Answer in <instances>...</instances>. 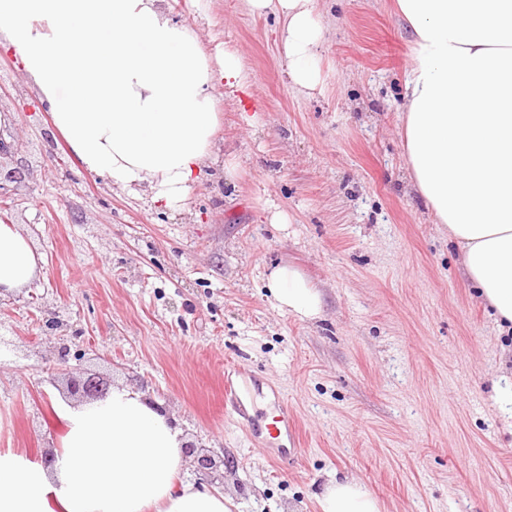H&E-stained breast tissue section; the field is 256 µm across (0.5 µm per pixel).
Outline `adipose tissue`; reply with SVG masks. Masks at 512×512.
I'll return each mask as SVG.
<instances>
[{
	"label": "adipose tissue",
	"instance_id": "1",
	"mask_svg": "<svg viewBox=\"0 0 512 512\" xmlns=\"http://www.w3.org/2000/svg\"><path fill=\"white\" fill-rule=\"evenodd\" d=\"M280 26L282 68L294 89L323 83L326 38L318 0H246ZM413 37L400 115L415 191L462 251L479 296L512 327V0H396ZM0 49L13 53L55 129L87 172L180 208L203 168L227 180L238 166L215 150L216 83L245 91L241 56L210 55L164 0H0ZM42 258L0 222V290L26 288ZM277 308L303 321L322 312L297 267L268 274ZM52 463L0 448V512H232L223 491L184 478L182 432L138 389L106 399H56ZM319 512H381L354 480L336 478Z\"/></svg>",
	"mask_w": 512,
	"mask_h": 512
}]
</instances>
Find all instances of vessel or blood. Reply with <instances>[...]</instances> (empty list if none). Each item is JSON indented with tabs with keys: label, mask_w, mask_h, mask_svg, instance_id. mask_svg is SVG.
Instances as JSON below:
<instances>
[{
	"label": "vessel or blood",
	"mask_w": 512,
	"mask_h": 512,
	"mask_svg": "<svg viewBox=\"0 0 512 512\" xmlns=\"http://www.w3.org/2000/svg\"><path fill=\"white\" fill-rule=\"evenodd\" d=\"M246 374L247 371L243 365L238 363L228 365L224 372V400L244 421L246 431L251 439L263 443L264 447L276 448L278 460H287L300 444L299 428L294 418V412L289 406L287 398L276 396L274 399L277 406V419L274 424L276 435L271 440L263 438L261 426L256 417L249 412L245 393L240 391L233 382L234 377H243Z\"/></svg>",
	"instance_id": "obj_1"
}]
</instances>
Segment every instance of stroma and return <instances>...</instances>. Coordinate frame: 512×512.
Returning <instances> with one entry per match:
<instances>
[{
  "label": "stroma",
  "mask_w": 512,
  "mask_h": 512,
  "mask_svg": "<svg viewBox=\"0 0 512 512\" xmlns=\"http://www.w3.org/2000/svg\"><path fill=\"white\" fill-rule=\"evenodd\" d=\"M395 0H321L324 85L304 95L282 71L273 17L244 0H186L169 12L208 50L241 55L239 98L216 87L221 156L182 208L79 168L13 54L0 53V218L43 256L26 288L0 296V448L54 449L51 395L95 373L162 406L185 439L225 458L233 512H319L335 475L383 512H512V330L475 295L457 247L409 185L399 114L411 36ZM259 120L247 126L241 111ZM288 221H267L268 206ZM291 263L318 288L320 318L268 298ZM71 348L68 370L55 362ZM269 383L249 410L297 412L300 449L278 464L224 410V365Z\"/></svg>",
  "instance_id": "stroma-1"
}]
</instances>
